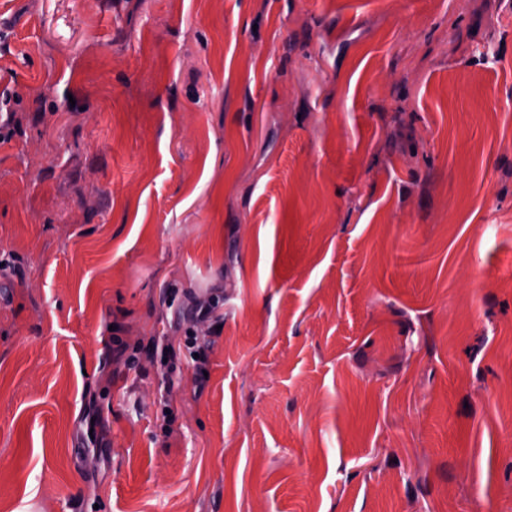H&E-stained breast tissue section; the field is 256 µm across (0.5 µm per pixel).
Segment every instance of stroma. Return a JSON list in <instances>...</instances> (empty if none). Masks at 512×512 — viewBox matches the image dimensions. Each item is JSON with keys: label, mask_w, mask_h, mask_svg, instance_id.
Listing matches in <instances>:
<instances>
[{"label": "stroma", "mask_w": 512, "mask_h": 512, "mask_svg": "<svg viewBox=\"0 0 512 512\" xmlns=\"http://www.w3.org/2000/svg\"><path fill=\"white\" fill-rule=\"evenodd\" d=\"M1 101L0 512H512V0H0ZM184 295L186 301L179 305L181 310L177 320L170 327L183 332L184 347L193 362L199 381L202 382L205 379L211 340L206 339V336H199L198 326L211 322L212 330L209 333H214L217 331L216 326L223 325L224 313L217 312L220 308L224 309V290L219 287L211 288L204 298L196 296L192 291H185ZM194 354H198V358H194ZM160 351V357L161 362L167 366V372L164 376V392L165 394L162 395L163 400H168L165 395H170L172 392L174 386H175V380H174V373H175V358L177 357V352L173 348V346L169 343H167V337L162 334V336H159L158 338L153 339L148 345L146 346H137L133 349V353L126 356L124 359V364L128 367L133 366L137 360V354H145L150 359H153L155 356L158 355V352ZM164 359H167V362H164Z\"/></svg>", "instance_id": "35a3bbf8"}]
</instances>
